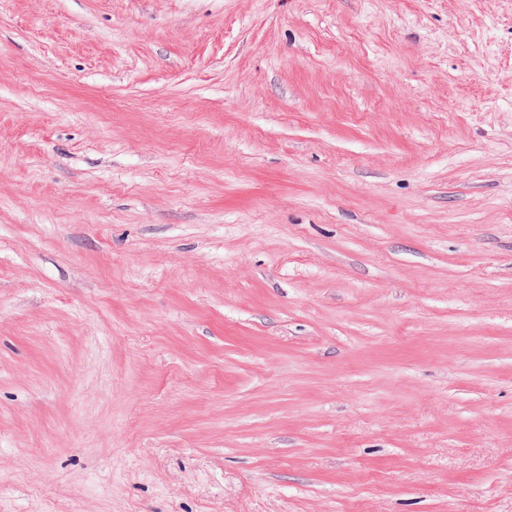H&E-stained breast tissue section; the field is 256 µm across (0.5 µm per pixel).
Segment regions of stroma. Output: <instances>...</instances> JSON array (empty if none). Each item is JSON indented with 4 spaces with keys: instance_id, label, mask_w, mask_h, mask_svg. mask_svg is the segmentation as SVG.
<instances>
[{
    "instance_id": "35a3bbf8",
    "label": "stroma",
    "mask_w": 512,
    "mask_h": 512,
    "mask_svg": "<svg viewBox=\"0 0 512 512\" xmlns=\"http://www.w3.org/2000/svg\"><path fill=\"white\" fill-rule=\"evenodd\" d=\"M0 512H512V0H0Z\"/></svg>"
}]
</instances>
